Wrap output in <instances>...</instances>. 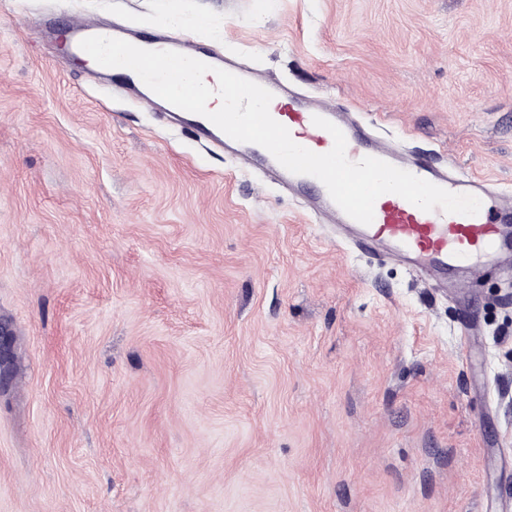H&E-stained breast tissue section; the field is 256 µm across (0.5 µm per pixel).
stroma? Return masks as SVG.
<instances>
[{
	"label": "stroma",
	"instance_id": "stroma-1",
	"mask_svg": "<svg viewBox=\"0 0 512 512\" xmlns=\"http://www.w3.org/2000/svg\"><path fill=\"white\" fill-rule=\"evenodd\" d=\"M94 18L512 191V0H0V512H512V281L349 252L41 40Z\"/></svg>",
	"mask_w": 512,
	"mask_h": 512
}]
</instances>
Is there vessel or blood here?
Returning a JSON list of instances; mask_svg holds the SVG:
<instances>
[{"instance_id": "1", "label": "vessel or blood", "mask_w": 512, "mask_h": 512, "mask_svg": "<svg viewBox=\"0 0 512 512\" xmlns=\"http://www.w3.org/2000/svg\"><path fill=\"white\" fill-rule=\"evenodd\" d=\"M55 35L64 52L83 60L87 57L80 47L83 39L92 36L112 38L116 32L99 25H68L56 28ZM184 53L252 82L260 80L251 64L219 56L204 45L185 48ZM93 70L122 79L126 89L139 99L151 101L155 98L131 69L97 64ZM272 93L275 108L271 115L289 130L297 144L319 154L330 151L332 136L313 123L314 116L324 117L344 133L349 160L355 162L373 156L448 191L474 195L481 201L479 212L474 215L439 209L426 212L398 195L387 193L377 199L372 223L364 225L347 216L317 178L290 173L265 148L231 139L202 115L170 104L165 110L171 120L186 125L197 139L225 148L248 164L278 173L289 190L307 197L311 213L327 216L334 224L349 229L353 246L371 251L387 247L421 277L444 282L461 263H470L472 269L478 270L502 251L512 250V196L499 192L489 180L473 176L452 164L442 167L418 154L395 152L383 144L370 127L351 119L348 112L339 108L298 97L283 86L273 87Z\"/></svg>"}]
</instances>
